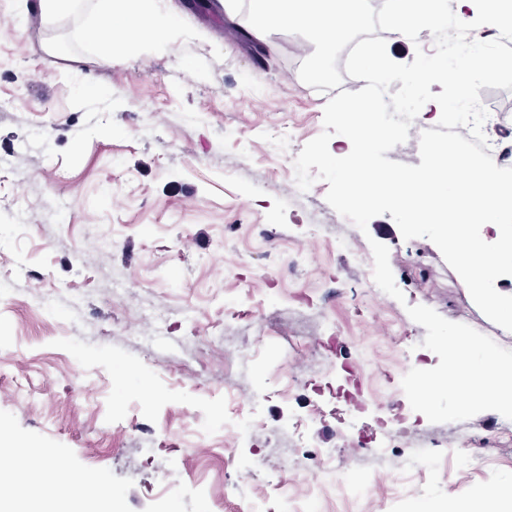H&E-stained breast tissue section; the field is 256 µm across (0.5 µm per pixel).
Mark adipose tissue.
<instances>
[{
  "mask_svg": "<svg viewBox=\"0 0 512 512\" xmlns=\"http://www.w3.org/2000/svg\"><path fill=\"white\" fill-rule=\"evenodd\" d=\"M243 1L253 18L250 32L256 38L265 39L273 28L299 30L324 54L365 23L362 0H224V5L235 8ZM159 6L160 0H100L93 25L98 63L110 65L115 55L128 48L160 39L168 18ZM390 11L391 32L398 37H409L427 26L444 30L452 21L469 32L470 39L459 52L460 63L438 52L430 57L440 67L444 88L458 94L465 92L484 66V45L499 35L512 34V0H390ZM44 484L56 487L54 502L25 495V487ZM88 486L82 476L61 472L39 454L34 465L0 471V512H73Z\"/></svg>",
  "mask_w": 512,
  "mask_h": 512,
  "instance_id": "obj_1",
  "label": "adipose tissue"
}]
</instances>
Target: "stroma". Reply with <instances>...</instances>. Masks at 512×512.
Here are the masks:
<instances>
[{"instance_id": "1", "label": "stroma", "mask_w": 512, "mask_h": 512, "mask_svg": "<svg viewBox=\"0 0 512 512\" xmlns=\"http://www.w3.org/2000/svg\"><path fill=\"white\" fill-rule=\"evenodd\" d=\"M0 0V438L48 454L111 490L119 512H281L266 461L308 443L376 479L368 500L326 502L294 462L288 483L314 512H436L512 478L499 468L447 477L426 470L393 499L399 458L357 454L313 394L351 366L365 397L406 406L411 447L470 438L512 420L484 411L432 423L408 409L403 376L426 330L407 305L431 307L512 349L472 305L458 274L426 238L404 239L390 215L366 230L338 223L328 183L300 191L284 158L323 130L336 56L309 68L295 31L256 55L218 0H168L179 33L96 63L88 17L98 0L44 26L34 0L19 20ZM54 43V52L44 43ZM279 134L272 144L270 134ZM323 227L312 238L307 227ZM389 249L404 301L374 295L371 241ZM333 317L341 355L307 350ZM34 388L30 401L20 387ZM259 407L249 443L224 429ZM301 420L299 434L286 428ZM209 422L211 435L194 429ZM242 460L243 494L224 498L218 458Z\"/></svg>"}]
</instances>
